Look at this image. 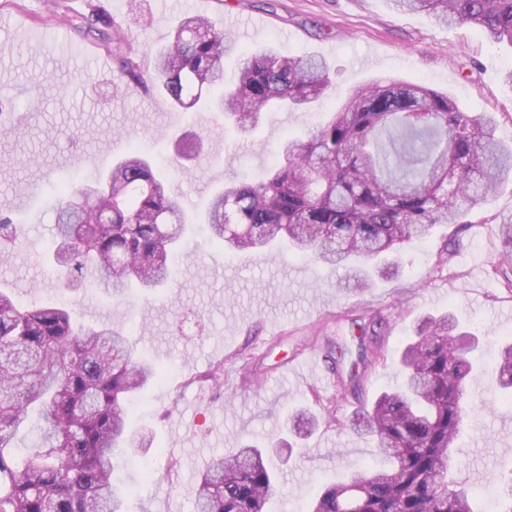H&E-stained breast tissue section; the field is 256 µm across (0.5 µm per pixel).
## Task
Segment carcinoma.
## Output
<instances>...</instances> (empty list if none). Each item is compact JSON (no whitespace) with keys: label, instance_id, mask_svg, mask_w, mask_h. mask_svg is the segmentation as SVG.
<instances>
[{"label":"carcinoma","instance_id":"1","mask_svg":"<svg viewBox=\"0 0 512 512\" xmlns=\"http://www.w3.org/2000/svg\"><path fill=\"white\" fill-rule=\"evenodd\" d=\"M441 24L470 26L512 46V0H394ZM96 14L73 27L95 33L121 73L181 110H215L240 132L266 112H305L331 84L312 55L270 48L240 51L202 15L177 24L146 72L121 27L97 29ZM235 55L231 79L224 58ZM495 116L470 112L422 85L376 79L352 91L306 139L287 138L278 160L255 179L224 182L200 216L211 239L237 253L281 242L313 263L345 267L367 286L366 267L390 263L400 247L440 224H463L512 168V146ZM52 253L60 288L103 289L125 299L160 288L170 259L194 223L169 177L138 150L94 186L58 189ZM494 272L512 288V221L502 223ZM18 225L0 215V258L12 254ZM375 312L352 319L376 336ZM478 337L448 313L428 317L400 355V387L357 407V433L389 466L353 467L326 486L309 512H479L470 486L448 470V449L465 425L464 396L477 372ZM501 402L512 406V337L488 367ZM162 370L110 326H84L73 309L49 302L23 309L0 289V512H128L130 493L112 479L118 448H139L128 427L131 401ZM279 485L261 450L245 444L211 460L198 484L196 512H265Z\"/></svg>","mask_w":512,"mask_h":512}]
</instances>
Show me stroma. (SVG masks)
Wrapping results in <instances>:
<instances>
[{
  "label": "stroma",
  "mask_w": 512,
  "mask_h": 512,
  "mask_svg": "<svg viewBox=\"0 0 512 512\" xmlns=\"http://www.w3.org/2000/svg\"><path fill=\"white\" fill-rule=\"evenodd\" d=\"M92 11L122 24L148 59L184 14L221 22L232 15L241 48L322 57L332 82L312 111L273 112L243 134L225 127L220 113L173 110L165 97L136 89L116 65L97 69L103 49L70 26ZM254 16L266 22L256 33L249 29ZM511 71L512 47L469 26L399 12L394 0H0V114L12 125L0 135V213L23 230L12 256L0 260V285L24 306L61 296L47 253L57 186L108 173L129 148L172 172L199 213L226 178L272 165L282 141L305 136L321 113L379 77L447 93L471 112L496 113L497 134L511 144ZM185 131L204 148L181 171L174 141ZM511 217L512 173L468 225H440L406 244L395 256L397 273L375 276L367 289L349 287L345 270L317 266L284 246L252 257L227 251L199 224L176 253L164 289H133L126 303L92 288L72 294L78 317L125 329L164 373L135 399L129 418L133 432L154 437L138 453L151 474L129 462L115 471L132 493L130 512H193L200 473L243 436L268 448L281 474L282 494L269 512H306L349 466H382L373 441L325 422L289 445V418L305 408L350 417L354 407L342 401L340 387L353 370L362 378V402L393 390L400 352L429 315L452 313L492 359L498 340L512 336V291L494 273L500 227ZM455 237L459 248L443 258ZM368 310L386 321L372 343L350 322ZM374 345L384 363L364 364ZM307 355L318 359V371L298 365ZM218 365L224 379L216 388L207 376ZM470 391L455 475L484 504L500 494L497 477L512 470V406L497 402L488 377H474Z\"/></svg>",
  "instance_id": "1"
}]
</instances>
